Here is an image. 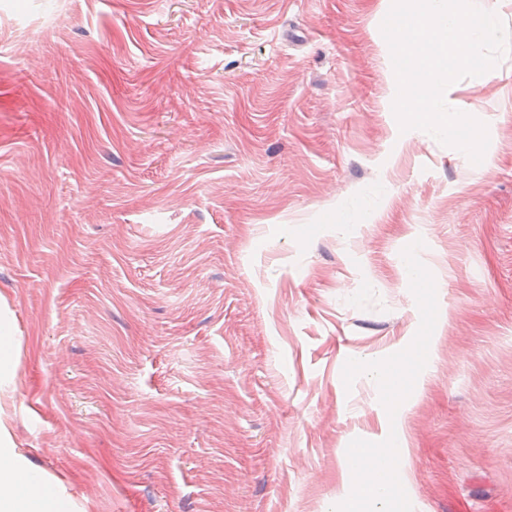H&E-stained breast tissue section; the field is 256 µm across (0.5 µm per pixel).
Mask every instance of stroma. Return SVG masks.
<instances>
[{
  "mask_svg": "<svg viewBox=\"0 0 512 512\" xmlns=\"http://www.w3.org/2000/svg\"><path fill=\"white\" fill-rule=\"evenodd\" d=\"M388 0H0V296L19 453L88 512H329L389 422L347 359L420 322L414 512H512V52L400 132ZM13 324L3 319L0 322V400L8 397L16 388V358L20 342L15 336Z\"/></svg>",
  "mask_w": 512,
  "mask_h": 512,
  "instance_id": "stroma-1",
  "label": "stroma"
}]
</instances>
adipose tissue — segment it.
I'll return each instance as SVG.
<instances>
[{
  "mask_svg": "<svg viewBox=\"0 0 512 512\" xmlns=\"http://www.w3.org/2000/svg\"><path fill=\"white\" fill-rule=\"evenodd\" d=\"M20 342L13 324L0 321V398L16 388V358ZM12 419L0 408V512H74L61 482L48 479L16 452Z\"/></svg>",
  "mask_w": 512,
  "mask_h": 512,
  "instance_id": "obj_1",
  "label": "adipose tissue"
}]
</instances>
